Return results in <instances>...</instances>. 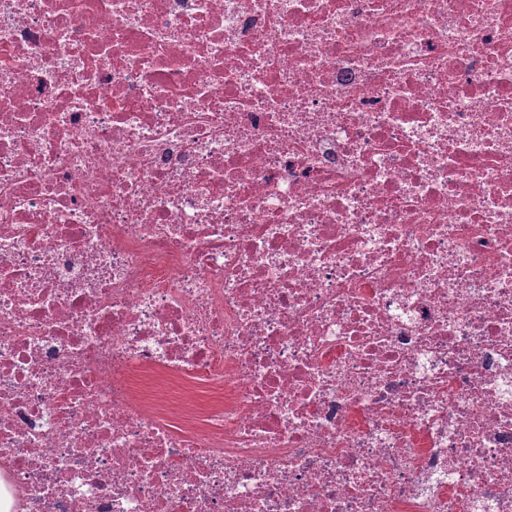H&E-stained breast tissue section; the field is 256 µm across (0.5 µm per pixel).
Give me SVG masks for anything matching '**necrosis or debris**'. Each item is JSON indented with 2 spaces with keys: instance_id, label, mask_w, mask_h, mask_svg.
<instances>
[{
  "instance_id": "1",
  "label": "necrosis or debris",
  "mask_w": 512,
  "mask_h": 512,
  "mask_svg": "<svg viewBox=\"0 0 512 512\" xmlns=\"http://www.w3.org/2000/svg\"><path fill=\"white\" fill-rule=\"evenodd\" d=\"M0 483L512 512V0H0ZM143 385L149 397H154L158 404L176 412L190 411L194 405L202 409L215 396L213 392H202L160 379L145 380Z\"/></svg>"
}]
</instances>
